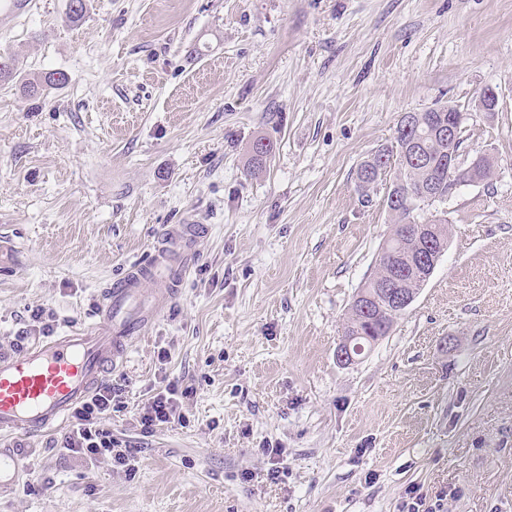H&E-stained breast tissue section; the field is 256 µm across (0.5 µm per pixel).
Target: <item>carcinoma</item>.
<instances>
[{"mask_svg": "<svg viewBox=\"0 0 512 512\" xmlns=\"http://www.w3.org/2000/svg\"><path fill=\"white\" fill-rule=\"evenodd\" d=\"M2 81L19 83L23 92L29 97H42L49 94L50 91L64 86L67 76L61 71H55L31 78L19 72L11 58L0 56V82ZM415 133L418 134L421 141L425 161L415 162L404 158L401 154L394 153L393 147L387 146L376 155L373 161H367L360 165L356 171L357 180H363L367 170L371 169L376 174L381 168L392 166V161L396 160L403 173L400 182L393 189L394 193L399 194L405 189L417 192L422 187H430L437 199L448 198V148L435 142L423 128L410 129L409 134ZM274 149L273 142L264 137L254 140L247 159V172L251 175L263 172ZM386 205L395 218L392 234L378 255L375 274L359 289L361 293L374 296L377 295V290L373 288V285L389 279L394 274L395 265L404 264L402 257L413 252L415 247V241L410 232L411 224L408 223L412 209L391 205L389 197L386 198ZM400 315L402 312L393 311L384 305L380 306L376 315H367L361 307L352 303L344 322L343 335L352 336L354 337L353 343H360L368 347L378 342L377 329L379 325L384 323L390 329Z\"/></svg>", "mask_w": 512, "mask_h": 512, "instance_id": "cac0c4a2", "label": "carcinoma"}]
</instances>
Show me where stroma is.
I'll return each instance as SVG.
<instances>
[{
    "instance_id": "stroma-1",
    "label": "stroma",
    "mask_w": 512,
    "mask_h": 512,
    "mask_svg": "<svg viewBox=\"0 0 512 512\" xmlns=\"http://www.w3.org/2000/svg\"><path fill=\"white\" fill-rule=\"evenodd\" d=\"M0 15V54L61 71L0 83V354L33 310L95 322L166 229L207 226L178 296L110 377L134 472L27 441L0 512H512V0H67ZM493 88L495 111L478 108ZM470 112L459 160L494 174L422 206L448 247L389 336L351 366L342 325L393 220L358 164L399 116ZM273 141L263 173L245 164ZM168 352L160 361V352ZM192 387L141 432L156 389ZM283 467L269 479V448ZM19 82L23 92L29 97L48 95L51 90L62 88L67 82L64 72H46L39 77L28 78L27 75L19 72L14 62L9 57L0 56V82ZM275 146L270 140L261 137L253 141L249 157L247 159L246 170L250 175H256L266 168V164L272 153L274 152Z\"/></svg>"
}]
</instances>
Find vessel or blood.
<instances>
[{"instance_id":"1","label":"vessel or blood","mask_w":512,"mask_h":512,"mask_svg":"<svg viewBox=\"0 0 512 512\" xmlns=\"http://www.w3.org/2000/svg\"><path fill=\"white\" fill-rule=\"evenodd\" d=\"M199 225L169 228L148 258L108 289L96 322L34 343L18 357L0 355V436L29 438L65 424L73 409L123 364L129 342L175 297L204 235ZM151 298H143V282ZM20 462L0 448V491L19 480Z\"/></svg>"}]
</instances>
